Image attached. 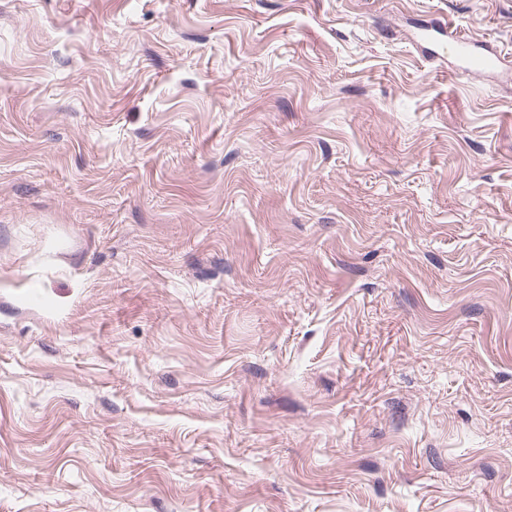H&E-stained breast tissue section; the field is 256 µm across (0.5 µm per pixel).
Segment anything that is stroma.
Returning a JSON list of instances; mask_svg holds the SVG:
<instances>
[{
	"label": "stroma",
	"instance_id": "stroma-1",
	"mask_svg": "<svg viewBox=\"0 0 512 512\" xmlns=\"http://www.w3.org/2000/svg\"><path fill=\"white\" fill-rule=\"evenodd\" d=\"M0 512H512V0H0ZM448 38L450 40L451 52L466 61L467 69L470 71H490L495 69L500 63V55L496 52L484 54H474L470 51L471 42L465 34L455 29L448 21Z\"/></svg>",
	"mask_w": 512,
	"mask_h": 512
}]
</instances>
